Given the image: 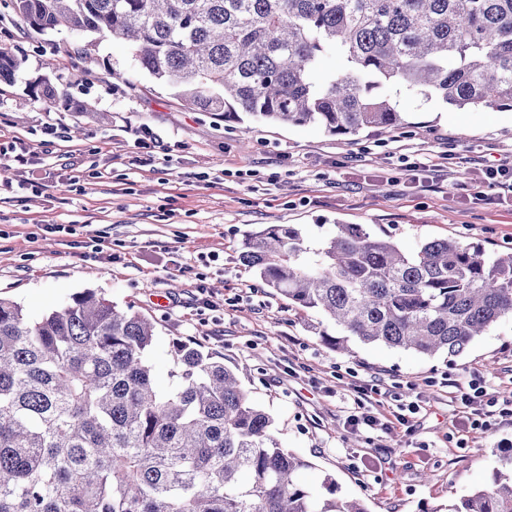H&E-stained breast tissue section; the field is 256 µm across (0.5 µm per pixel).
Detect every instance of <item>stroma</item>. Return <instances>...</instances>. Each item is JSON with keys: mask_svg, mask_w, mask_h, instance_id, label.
<instances>
[{"mask_svg": "<svg viewBox=\"0 0 512 512\" xmlns=\"http://www.w3.org/2000/svg\"><path fill=\"white\" fill-rule=\"evenodd\" d=\"M0 0V47L21 62L0 82V298L30 321L91 289L157 327L149 353L168 387L176 345L202 342L269 413L282 448L308 465L300 482L368 512H446L489 484L512 450V414L464 425L451 382L478 380L512 399V319L458 356L433 357L326 337L321 312L289 307L239 261L245 237L270 224L316 246L337 225L365 224L415 250L461 239L512 250V199L487 168L512 167V112L457 109L401 91L408 125L356 138L252 118L225 122L184 107L111 37L30 29ZM89 70L79 78V70ZM121 79L110 78V71ZM47 81L57 101L33 97ZM156 142L138 166L136 130ZM33 154L31 165L13 157ZM37 185L20 189V182ZM377 385L386 424L352 428L355 389ZM417 396L409 426L396 398Z\"/></svg>", "mask_w": 512, "mask_h": 512, "instance_id": "stroma-1", "label": "stroma"}]
</instances>
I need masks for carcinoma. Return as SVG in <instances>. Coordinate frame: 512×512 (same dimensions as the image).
Wrapping results in <instances>:
<instances>
[{
  "label": "carcinoma",
  "mask_w": 512,
  "mask_h": 512,
  "mask_svg": "<svg viewBox=\"0 0 512 512\" xmlns=\"http://www.w3.org/2000/svg\"><path fill=\"white\" fill-rule=\"evenodd\" d=\"M35 31L106 34L189 109L355 137L397 131L389 94L512 111V0H15ZM338 72L312 82L322 56ZM18 59L0 48V80ZM240 259L298 309L354 338L458 356L512 317V252L434 239L409 253L362 224L312 250L298 230L248 235ZM154 322L85 290L31 323L0 299V512H368L304 486L308 461L200 344L176 348L169 389ZM448 512H512V474Z\"/></svg>",
  "instance_id": "1"
}]
</instances>
